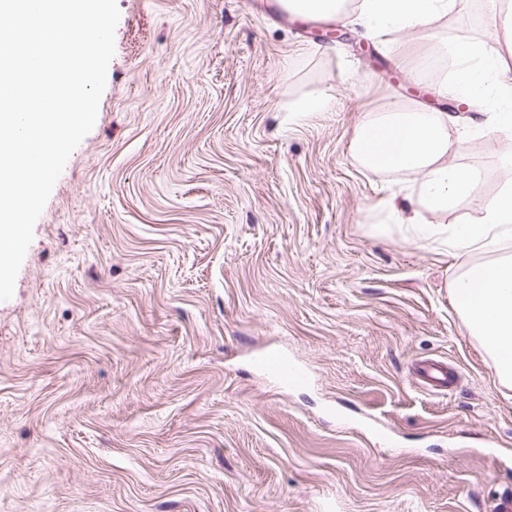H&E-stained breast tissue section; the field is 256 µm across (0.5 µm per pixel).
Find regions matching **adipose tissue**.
Wrapping results in <instances>:
<instances>
[{"label": "adipose tissue", "instance_id": "adipose-tissue-1", "mask_svg": "<svg viewBox=\"0 0 512 512\" xmlns=\"http://www.w3.org/2000/svg\"><path fill=\"white\" fill-rule=\"evenodd\" d=\"M286 10L305 17L338 18L356 13L369 31L390 30L404 36L447 14L455 0H283ZM466 97L494 93L498 107L483 124L496 136L512 138V68L485 45L450 42ZM457 114L433 109L409 111L397 106L365 113L354 130L351 152L369 171L418 174V207L413 215L390 205L386 221L373 225L385 235L390 226L411 236L443 244L461 257L452 286L455 307L472 336L490 357L497 379L512 384V185L485 199L473 224H431L425 215H440L472 197L476 176L449 162V125Z\"/></svg>", "mask_w": 512, "mask_h": 512}]
</instances>
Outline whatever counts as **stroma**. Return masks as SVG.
<instances>
[{"label":"stroma","instance_id":"35a3bbf8","mask_svg":"<svg viewBox=\"0 0 512 512\" xmlns=\"http://www.w3.org/2000/svg\"><path fill=\"white\" fill-rule=\"evenodd\" d=\"M95 125L0 301V512H497L512 497V387L451 297L460 261L400 230L413 174L350 141L391 103L462 111L411 76L449 39L492 38L456 0L406 46L266 0H116ZM333 107L289 123L286 101ZM478 176L439 216L470 224L512 183V139L459 135ZM308 371L282 385L260 358ZM447 361L450 391L416 364Z\"/></svg>","mask_w":512,"mask_h":512}]
</instances>
